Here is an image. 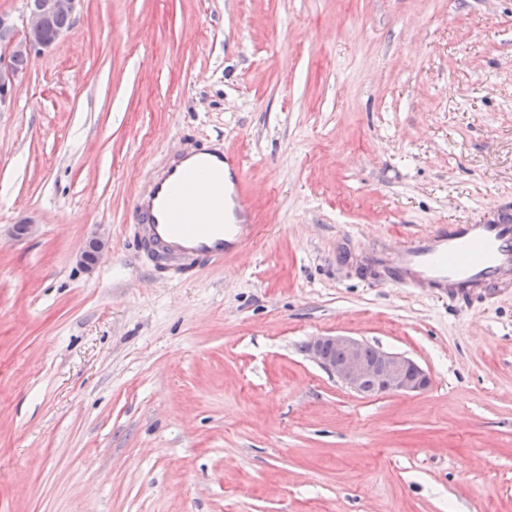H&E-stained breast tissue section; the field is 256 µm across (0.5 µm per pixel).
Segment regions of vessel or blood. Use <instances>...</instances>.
<instances>
[{
	"mask_svg": "<svg viewBox=\"0 0 512 512\" xmlns=\"http://www.w3.org/2000/svg\"><path fill=\"white\" fill-rule=\"evenodd\" d=\"M189 211L199 214L197 223L185 222ZM132 212L138 249L176 277L237 255L257 233L245 164L218 139L187 138L138 188ZM366 268L378 284L494 302L512 291V208L384 243Z\"/></svg>",
	"mask_w": 512,
	"mask_h": 512,
	"instance_id": "vessel-or-blood-1",
	"label": "vessel or blood"
}]
</instances>
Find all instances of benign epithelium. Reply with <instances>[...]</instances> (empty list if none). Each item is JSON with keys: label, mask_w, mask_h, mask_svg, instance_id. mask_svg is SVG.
<instances>
[{"label": "benign epithelium", "mask_w": 512, "mask_h": 512, "mask_svg": "<svg viewBox=\"0 0 512 512\" xmlns=\"http://www.w3.org/2000/svg\"><path fill=\"white\" fill-rule=\"evenodd\" d=\"M77 2L28 0L19 18L9 11L0 10V37L7 41L4 54L0 56V108L11 100L19 78V72L10 63V56H29L50 49L71 27L55 28L52 36L40 43L31 42L23 35L42 29L56 19L74 22ZM105 247L104 235L94 232L79 253V262L87 268L95 266ZM307 348L329 375L359 395H414L424 392L431 385L429 373L413 359L380 349L368 359L364 355L366 344L351 336H317L308 343Z\"/></svg>", "instance_id": "1"}]
</instances>
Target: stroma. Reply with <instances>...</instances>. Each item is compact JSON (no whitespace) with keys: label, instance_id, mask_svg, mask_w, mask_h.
<instances>
[{"label":"stroma","instance_id":"obj_1","mask_svg":"<svg viewBox=\"0 0 512 512\" xmlns=\"http://www.w3.org/2000/svg\"><path fill=\"white\" fill-rule=\"evenodd\" d=\"M188 136L259 233L181 279L131 200ZM507 202L512 0H79L0 112V512H512V292L362 266ZM336 334L430 387L353 393L307 350ZM105 247L106 240L104 235L101 232L95 231L79 253V262L87 268H92L98 263Z\"/></svg>","mask_w":512,"mask_h":512}]
</instances>
